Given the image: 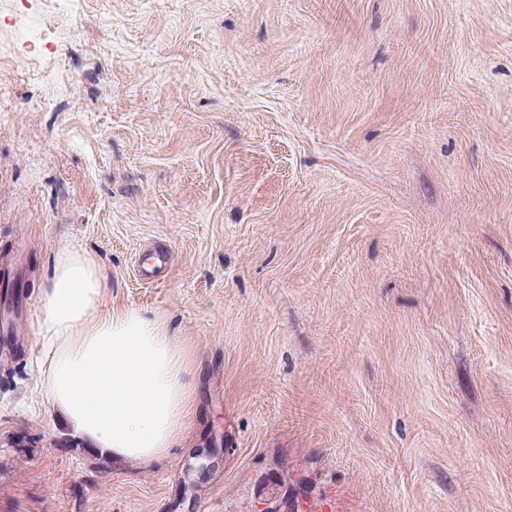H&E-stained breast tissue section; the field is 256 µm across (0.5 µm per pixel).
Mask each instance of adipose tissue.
I'll list each match as a JSON object with an SVG mask.
<instances>
[{
  "mask_svg": "<svg viewBox=\"0 0 512 512\" xmlns=\"http://www.w3.org/2000/svg\"><path fill=\"white\" fill-rule=\"evenodd\" d=\"M109 280L91 254L60 246L41 288L40 390L54 411L113 460L166 457L196 415V356L165 318L104 310Z\"/></svg>",
  "mask_w": 512,
  "mask_h": 512,
  "instance_id": "obj_1",
  "label": "adipose tissue"
}]
</instances>
